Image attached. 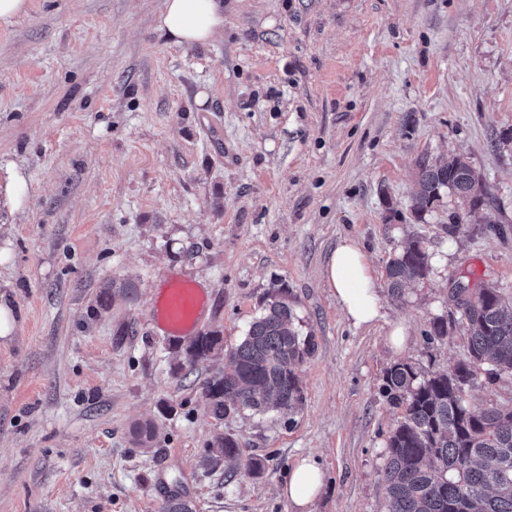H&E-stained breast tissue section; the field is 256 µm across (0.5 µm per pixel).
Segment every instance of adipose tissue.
<instances>
[{"instance_id":"obj_1","label":"adipose tissue","mask_w":512,"mask_h":512,"mask_svg":"<svg viewBox=\"0 0 512 512\" xmlns=\"http://www.w3.org/2000/svg\"><path fill=\"white\" fill-rule=\"evenodd\" d=\"M158 29L171 43L194 46L210 43L224 30L223 0H164ZM325 280L336 303L354 327H367L383 318L371 265L357 242L343 239L333 251ZM323 474L313 459H302L280 490L293 506L305 508L318 496Z\"/></svg>"}]
</instances>
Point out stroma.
<instances>
[{
	"instance_id": "stroma-1",
	"label": "stroma",
	"mask_w": 512,
	"mask_h": 512,
	"mask_svg": "<svg viewBox=\"0 0 512 512\" xmlns=\"http://www.w3.org/2000/svg\"><path fill=\"white\" fill-rule=\"evenodd\" d=\"M164 0H28L0 20V512H385L381 470L405 359L449 371L466 331L428 343L454 281L512 292V0H224V33L172 44ZM463 155L491 198L415 217L418 165ZM456 233H449V226ZM357 241L385 317L352 326L326 285ZM411 241L430 273L403 299L387 267ZM173 275L204 285L200 331L238 344L285 287L315 351L288 415L215 419V355L180 368L153 308ZM408 335L394 351L393 325ZM152 420V449L131 428ZM235 438L265 461L202 466ZM323 486V474L311 458L302 459L293 469L288 482L280 490V496L295 507L307 508L318 496Z\"/></svg>"
}]
</instances>
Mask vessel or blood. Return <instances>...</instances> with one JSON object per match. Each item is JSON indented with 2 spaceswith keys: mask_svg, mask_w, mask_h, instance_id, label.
Returning a JSON list of instances; mask_svg holds the SVG:
<instances>
[{
  "mask_svg": "<svg viewBox=\"0 0 512 512\" xmlns=\"http://www.w3.org/2000/svg\"><path fill=\"white\" fill-rule=\"evenodd\" d=\"M205 296L202 288L185 278L170 279L157 306L154 320L162 335L170 340L191 338L198 326Z\"/></svg>",
  "mask_w": 512,
  "mask_h": 512,
  "instance_id": "b4317fda",
  "label": "vessel or blood"
}]
</instances>
